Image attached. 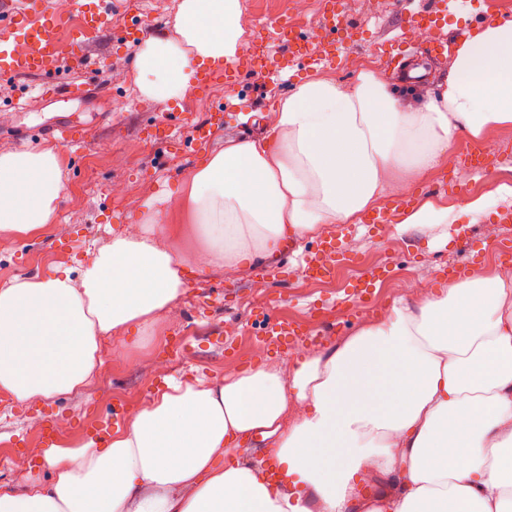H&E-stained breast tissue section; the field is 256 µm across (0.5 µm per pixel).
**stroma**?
I'll use <instances>...</instances> for the list:
<instances>
[{
    "label": "stroma",
    "mask_w": 512,
    "mask_h": 512,
    "mask_svg": "<svg viewBox=\"0 0 512 512\" xmlns=\"http://www.w3.org/2000/svg\"><path fill=\"white\" fill-rule=\"evenodd\" d=\"M180 0H115L112 30L87 46L94 63L84 71L72 68L70 58L60 59L55 79L84 83L82 95L47 100L40 96L41 79L17 76L4 79L0 94V152L52 146L55 129L77 130L84 142L64 148L65 192L57 209L56 223L69 225L67 239L54 234V226L13 235L0 233V287L15 278L46 274L51 269L78 270L98 249L126 227L141 222L145 204L163 190L181 183L210 150L223 148L229 137L260 136L265 132L264 116L300 80L332 77L353 86L357 73L351 58L357 57L389 81L398 75L387 65L388 40L400 34L413 40V16L402 10L399 0H350L348 27L331 32L319 22L321 0H304L296 12L298 32L308 37L311 50L334 43L331 60L315 65L313 60L289 62L288 51L272 45L266 61L267 77L243 71L235 86L218 83L198 91V98L182 104L140 98L134 84L135 51L124 43L126 27L148 18L154 31L174 35V21ZM501 14H489L485 0H470L465 11L447 14L437 33L458 42L472 26L501 21ZM181 111L178 121L179 145L165 146L150 138V126L160 112ZM223 115V126L209 147L192 152L193 124L210 113ZM497 154L489 174L477 175L465 169L450 170L440 165L416 181L409 194L417 201L430 200L440 206H460L469 198L512 184V128L490 133L483 141ZM120 183L128 191L113 197L111 187ZM495 225L497 237L512 241V199L499 202L481 219L460 214L450 224H333L322 237L294 240L300 254H314L321 238H335L342 253L359 260V267L342 271L338 279L317 285L305 279L301 263L279 256L269 265L246 275L224 276L215 272L190 274L186 294L174 305L173 313H161L151 322L103 339L102 364L91 384L83 390L48 401L0 404V488L14 492L26 487L25 475L6 466L9 456L28 448L36 433L31 419L64 421L68 432L58 444L78 446L86 439V425L105 412L108 399L146 405L155 388L166 380L191 381L203 377L223 381L225 375L260 365L290 368L296 360L292 351H254L251 341L260 332L259 303L273 294L285 296L280 311L304 317L307 303L326 308L330 333L323 343L331 348L352 335L362 322L376 320L403 297V284L429 286L440 291L448 283V269L463 266L465 276L498 269L500 263L488 251L486 225ZM387 269L390 279L377 288L375 305H364L351 291L369 269ZM222 294V309L203 305L202 297ZM235 331L225 334L223 347L207 342L213 319ZM188 340L190 359L174 366L168 374L151 372L154 356L164 354L168 341Z\"/></svg>",
    "instance_id": "obj_1"
}]
</instances>
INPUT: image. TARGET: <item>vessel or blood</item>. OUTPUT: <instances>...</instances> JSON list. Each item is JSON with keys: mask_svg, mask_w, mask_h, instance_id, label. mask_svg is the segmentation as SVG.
Returning a JSON list of instances; mask_svg holds the SVG:
<instances>
[{"mask_svg": "<svg viewBox=\"0 0 512 512\" xmlns=\"http://www.w3.org/2000/svg\"><path fill=\"white\" fill-rule=\"evenodd\" d=\"M80 19L70 31V55L75 61V70H83L88 61L84 48L90 38L106 31L112 26V0H80ZM14 31L0 35V77L15 75H38L44 77L43 88L47 97L62 93V86L56 85L53 77L58 68L55 28L57 19L44 7L41 0H34L32 5L22 7L14 17ZM277 42L288 47L291 56L308 54V44L302 43L292 26L279 25L271 37L260 38V46L268 42ZM223 116L213 113L207 119L197 122L194 127L193 148L208 145L222 124ZM323 258L314 260L307 268L310 277L327 279L332 277L334 268L325 263L324 258L336 254L338 248L335 239L325 240ZM322 328H308L303 324L280 318L273 312H265L261 327L263 346H281L291 343L320 345ZM126 411L123 405H113L111 413L102 415L98 421L90 423L87 430L98 442H105L112 427L124 421Z\"/></svg>", "mask_w": 512, "mask_h": 512, "instance_id": "obj_1", "label": "vessel or blood"}]
</instances>
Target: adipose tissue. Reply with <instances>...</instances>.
<instances>
[{"instance_id":"1","label":"adipose tissue","mask_w":512,"mask_h":512,"mask_svg":"<svg viewBox=\"0 0 512 512\" xmlns=\"http://www.w3.org/2000/svg\"><path fill=\"white\" fill-rule=\"evenodd\" d=\"M175 34L135 54L141 98L196 92V69L249 45L239 0H181ZM348 88L295 85L265 135L225 140L139 234L113 237L79 277L0 287V391L49 400L87 387L101 337L153 319L186 291L178 242L199 274L261 268L285 244L359 223L452 143L512 126V21L472 27L444 87L399 95L362 62ZM54 147L0 153V233L54 222L65 184ZM267 440L280 467L239 448ZM383 453H369L372 443ZM50 479L0 491V512H504L512 502V277L500 272L398 301L335 348L294 365L169 382L106 446L43 453ZM376 491H359L361 477Z\"/></svg>"}]
</instances>
